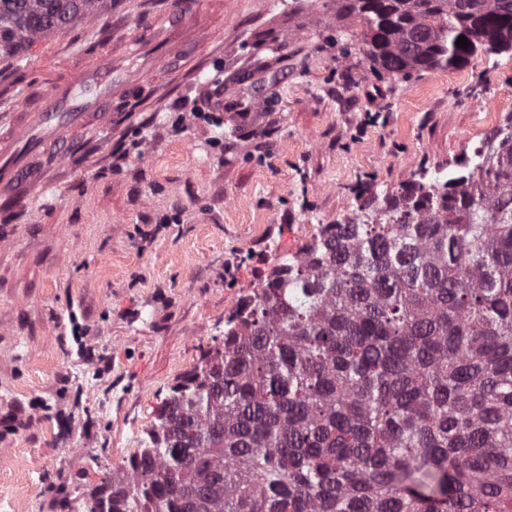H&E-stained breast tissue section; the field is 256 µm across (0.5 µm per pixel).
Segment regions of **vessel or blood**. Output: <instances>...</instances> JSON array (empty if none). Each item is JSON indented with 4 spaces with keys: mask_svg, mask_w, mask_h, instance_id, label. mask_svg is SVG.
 I'll return each instance as SVG.
<instances>
[{
    "mask_svg": "<svg viewBox=\"0 0 512 512\" xmlns=\"http://www.w3.org/2000/svg\"><path fill=\"white\" fill-rule=\"evenodd\" d=\"M87 89L97 93L89 105L80 99ZM111 94L112 58L102 55L79 69L70 83L57 87L42 107L26 113L11 135L0 140V159L6 162L0 169V190L41 185L45 170L39 163L40 154L51 149L57 157H65L74 128L87 125L93 113L105 111Z\"/></svg>",
    "mask_w": 512,
    "mask_h": 512,
    "instance_id": "1",
    "label": "vessel or blood"
}]
</instances>
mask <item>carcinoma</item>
Returning a JSON list of instances; mask_svg holds the SVG:
<instances>
[{
  "label": "carcinoma",
  "instance_id": "cac0c4a2",
  "mask_svg": "<svg viewBox=\"0 0 512 512\" xmlns=\"http://www.w3.org/2000/svg\"><path fill=\"white\" fill-rule=\"evenodd\" d=\"M106 2L0 0V60ZM342 9L392 78L512 47V0ZM492 139L281 258L84 512H512V116Z\"/></svg>",
  "mask_w": 512,
  "mask_h": 512
}]
</instances>
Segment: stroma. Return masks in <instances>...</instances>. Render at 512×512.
<instances>
[{
    "instance_id": "obj_1",
    "label": "stroma",
    "mask_w": 512,
    "mask_h": 512,
    "mask_svg": "<svg viewBox=\"0 0 512 512\" xmlns=\"http://www.w3.org/2000/svg\"><path fill=\"white\" fill-rule=\"evenodd\" d=\"M361 31L336 0H110L0 62L1 135L112 55L109 121L0 203V512H72L277 253L512 114V50L389 78Z\"/></svg>"
}]
</instances>
